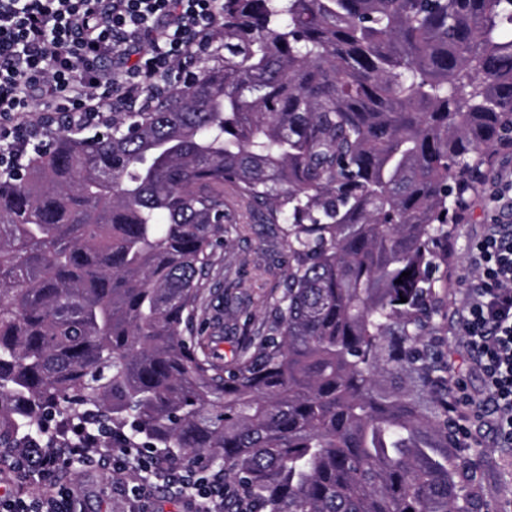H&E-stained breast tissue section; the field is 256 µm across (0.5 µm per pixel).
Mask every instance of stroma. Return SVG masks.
<instances>
[{"mask_svg":"<svg viewBox=\"0 0 512 512\" xmlns=\"http://www.w3.org/2000/svg\"><path fill=\"white\" fill-rule=\"evenodd\" d=\"M489 205L485 193L476 194L470 203L468 219L458 227L456 285L448 295L450 374L463 379L475 396L482 393L483 382L459 330L464 306L461 286L475 276L470 266V253L483 231ZM279 252L275 232L257 217L248 218L243 233L227 234L224 245L216 248L209 271V287L195 327L223 360H230L249 339L264 334V309L284 273ZM470 431L467 455L482 477L483 498L490 512H512V455H504L497 448L495 435L486 424H473ZM69 481L83 491V512H125L123 488L107 484L103 469L74 464Z\"/></svg>","mask_w":512,"mask_h":512,"instance_id":"obj_1","label":"stroma"}]
</instances>
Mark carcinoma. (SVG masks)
Segmentation results:
<instances>
[{
	"label": "carcinoma",
	"mask_w": 512,
	"mask_h": 512,
	"mask_svg": "<svg viewBox=\"0 0 512 512\" xmlns=\"http://www.w3.org/2000/svg\"><path fill=\"white\" fill-rule=\"evenodd\" d=\"M106 127L0 173V469L91 438L205 459L225 512H482L446 323L512 150V0H224L196 72ZM226 186L285 271L221 363L193 320Z\"/></svg>",
	"instance_id": "1"
}]
</instances>
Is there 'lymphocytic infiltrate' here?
Wrapping results in <instances>:
<instances>
[{
    "mask_svg": "<svg viewBox=\"0 0 512 512\" xmlns=\"http://www.w3.org/2000/svg\"><path fill=\"white\" fill-rule=\"evenodd\" d=\"M224 0H0V144L21 159L36 131L35 103L45 124L70 116L107 122L122 103L156 97L205 48ZM475 277L463 287L460 330L476 355L484 393L469 394L455 381L459 412L490 415L498 443L512 447V225L489 210L474 245ZM88 461L108 458V475L137 468L141 480L127 489L133 512L145 497V478L156 459L137 448H74ZM24 467L36 478L34 495L0 497V512H82L77 486L57 483L54 450L31 448ZM191 512H224V488L199 463L169 470Z\"/></svg>",
    "mask_w": 512,
    "mask_h": 512,
    "instance_id": "lymphocytic-infiltrate-1",
    "label": "lymphocytic infiltrate"
}]
</instances>
